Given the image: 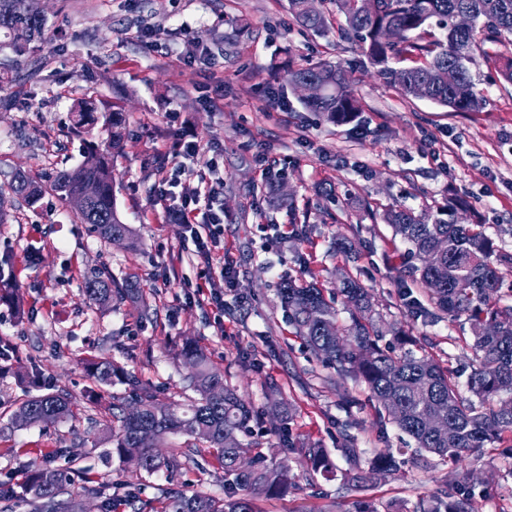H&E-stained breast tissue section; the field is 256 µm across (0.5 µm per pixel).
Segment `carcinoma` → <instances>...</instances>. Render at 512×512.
Masks as SVG:
<instances>
[{
    "label": "carcinoma",
    "instance_id": "cac0c4a2",
    "mask_svg": "<svg viewBox=\"0 0 512 512\" xmlns=\"http://www.w3.org/2000/svg\"><path fill=\"white\" fill-rule=\"evenodd\" d=\"M343 17L338 24L339 38L354 43L385 82L412 99L428 100L451 112H480L485 100L476 90L470 65L486 42L512 43V0H375L369 10L359 0H330ZM13 0H0V52L27 57L34 49L52 40L47 17L40 0H31L26 14L14 12ZM289 10L304 29L322 34L330 20L322 11L310 14L305 0H289ZM467 15L472 25L455 26V18ZM403 31L401 43L385 41L384 30ZM288 79L312 80L323 86L322 94L305 105L325 115L327 121L349 124L361 112L349 90L347 70L330 63L288 68ZM102 111L94 100H83L74 109L75 125L85 128L97 123ZM122 118L112 112L106 120L112 132L107 147L84 144V160L74 169H60L46 181L16 170L5 174L0 184V222L7 197H19L34 207L45 192H51L66 207L75 211L81 223L100 239H121L133 244V231L118 212L112 178V157L123 148L119 131ZM98 186L97 195L88 199L84 189ZM456 200L435 211L416 212L410 208L389 209L383 215L395 235L408 245L407 278L424 288L432 307L402 293V301L415 316L439 320L447 315L465 318L471 329V372L467 379L469 395L460 392L456 372L444 367L427 350L421 337L395 336L385 340L380 316L359 283L348 278L342 294L355 307L351 324H337L336 308L327 301L323 289L308 282L290 280L278 290L281 305L299 337L313 354L338 374L361 379L370 393L374 409L373 425L379 431L396 428L415 445L417 462L428 465L429 453L455 466L451 487H441L432 497L420 499L413 512H468L472 473L461 466L463 455L485 443L512 437V305L500 304L502 269H512V255L497 249L482 224H460ZM83 293L100 305L132 302L140 305L141 315H149V306L137 282L131 278L117 281L105 268L92 267L84 275ZM180 357L192 366L190 387L198 398L179 407L161 402L152 389L142 385L122 366L109 358L86 362V371L100 392L105 393L119 381L129 387L130 398L112 396V419L103 421L113 450L122 462L146 477L171 474L182 466L176 457H164L153 451L170 434L187 437L189 448H209L224 470V497L170 490L153 502L139 497L136 489L105 494L87 476L82 493L68 489L71 479L67 468L56 464L60 451L32 461L16 491L0 482V501L24 503L31 512H83V494L101 498L100 512H254L250 499L239 491H258L279 495L296 485L289 466L268 465L259 446L242 442L237 434L251 431L256 421L254 408L240 398L234 386L209 366L207 356L196 344L183 346ZM75 402L64 390L30 396L11 414V423L19 429L33 425L54 426L74 416ZM151 433L155 447L146 445L142 436ZM288 453L308 455L312 470L323 475L333 473L334 465L321 448L298 446L283 439ZM349 461V483L358 497L352 512H379L374 485L361 475L357 450L340 448ZM250 456L247 467L240 466ZM398 467L389 451L377 453L369 461L373 473H385Z\"/></svg>",
    "mask_w": 512,
    "mask_h": 512
}]
</instances>
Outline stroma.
Returning a JSON list of instances; mask_svg holds the SVG:
<instances>
[{"label":"stroma","instance_id":"35a3bbf8","mask_svg":"<svg viewBox=\"0 0 512 512\" xmlns=\"http://www.w3.org/2000/svg\"><path fill=\"white\" fill-rule=\"evenodd\" d=\"M44 7L55 37L37 60L12 69L24 95L0 109V170L41 177L77 167L84 141H104L107 133L99 123L75 135V104L94 99L123 112L125 149L112 170L118 210L136 245L99 239L50 194L33 209L6 202L0 254L13 258L9 276L25 313L0 304V481L19 480L30 461L60 449L77 473L100 484L117 490L137 482L119 459L103 458L112 444L101 424L112 402L88 399L92 383L82 362L111 358L163 402L185 404L195 393L179 352L191 340L253 404L267 464L287 462L299 477L298 488L282 497L253 494L256 512H347L355 495L339 450L345 435L364 463L388 448L400 452L397 470L375 479L380 512H412L418 498L450 483V467L436 460L417 467L395 429L377 432L364 383L315 358L289 324L277 290L315 274L336 294L337 320L346 327L351 311L338 291L344 277L356 278L387 334L427 338L441 364L467 370L464 319L426 323L404 308L395 255L403 244L380 215L391 206L418 211L454 198L464 205V222L485 224L497 248L512 254V85L499 74L512 44H486L494 65L479 60L472 67L487 101L483 111L451 112L405 98L374 68L360 66L357 47L334 28L340 17L330 0L322 8L332 27L321 36L302 30L288 0H46ZM187 28L202 46L184 36ZM322 62L349 69L360 125L326 121L292 88L289 64ZM218 87L222 96L207 107L206 96ZM272 90L285 107L268 105ZM181 135L198 141L201 158L217 157L224 181L221 242L234 274L221 290L220 309L196 294L204 272L195 247L185 225L165 221L156 199L159 158ZM269 182L292 194L293 209L267 203ZM328 184L340 198L333 206L316 194ZM351 193L367 197L372 211L351 204ZM95 265L136 279L150 317L129 303L88 301L83 275ZM272 386L290 408L292 438L326 448L335 478L310 476L304 455L284 452L267 409ZM57 389L76 401L73 418L50 428L9 425L15 403ZM199 456L204 469L185 465L175 480L160 474L139 482L141 498L156 500L171 488L223 496V470L207 450ZM463 466L473 474L469 512H512V446L471 449Z\"/></svg>","mask_w":512,"mask_h":512}]
</instances>
